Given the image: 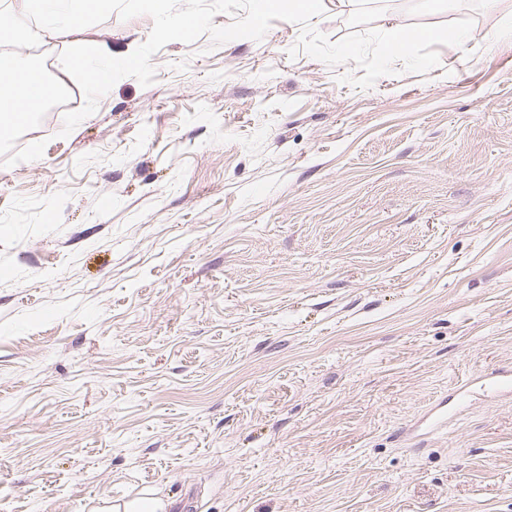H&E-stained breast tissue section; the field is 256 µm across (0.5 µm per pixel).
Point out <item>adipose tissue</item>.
<instances>
[{
	"label": "adipose tissue",
	"instance_id": "1",
	"mask_svg": "<svg viewBox=\"0 0 512 512\" xmlns=\"http://www.w3.org/2000/svg\"><path fill=\"white\" fill-rule=\"evenodd\" d=\"M112 8V0H8V23L0 25V38L16 41L20 35L52 38L81 29L96 13ZM0 76L9 82L0 93V131L10 132L27 124L43 101L58 89L36 67H21L11 59L0 61Z\"/></svg>",
	"mask_w": 512,
	"mask_h": 512
}]
</instances>
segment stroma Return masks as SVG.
I'll list each match as a JSON object with an SVG mask.
<instances>
[{
  "label": "stroma",
  "instance_id": "stroma-1",
  "mask_svg": "<svg viewBox=\"0 0 512 512\" xmlns=\"http://www.w3.org/2000/svg\"><path fill=\"white\" fill-rule=\"evenodd\" d=\"M403 2L310 25L471 34L369 89L293 22L174 41L68 137L51 111L0 146V512H512V399L474 380L512 368V0ZM70 41L10 56L79 98ZM448 424V404L447 408L442 403L434 404L427 413H425L418 421L417 427L432 433ZM168 503L155 496L135 495L121 506L101 508L102 512H166Z\"/></svg>",
  "mask_w": 512,
  "mask_h": 512
}]
</instances>
